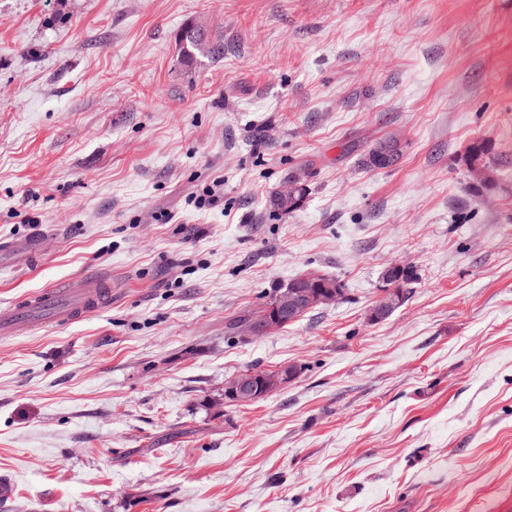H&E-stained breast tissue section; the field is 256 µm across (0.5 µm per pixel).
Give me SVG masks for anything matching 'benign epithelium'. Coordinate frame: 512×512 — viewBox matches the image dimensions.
<instances>
[{
  "label": "benign epithelium",
  "instance_id": "obj_1",
  "mask_svg": "<svg viewBox=\"0 0 512 512\" xmlns=\"http://www.w3.org/2000/svg\"><path fill=\"white\" fill-rule=\"evenodd\" d=\"M304 184L303 175H289L288 180L277 191L275 203L295 201V189ZM402 269L401 265H393L382 272V295L369 311L371 320L379 321L390 316L404 303L406 285L399 277ZM344 296V289L332 282L298 283L278 295L274 305L260 319L259 324L249 330L248 338H258L272 327H279L285 321L297 318L313 307L334 304ZM295 378L294 369L288 365H279L273 369H252L224 384V404L253 403L288 385Z\"/></svg>",
  "mask_w": 512,
  "mask_h": 512
}]
</instances>
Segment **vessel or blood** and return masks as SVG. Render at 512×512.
<instances>
[{"label":"vessel or blood","instance_id":"1","mask_svg":"<svg viewBox=\"0 0 512 512\" xmlns=\"http://www.w3.org/2000/svg\"><path fill=\"white\" fill-rule=\"evenodd\" d=\"M12 254L21 263L35 265L43 247L38 238H13L0 241V256ZM112 298L108 281L87 278L64 288L49 287L23 301L0 307V334L31 331L47 324L74 323L98 311Z\"/></svg>","mask_w":512,"mask_h":512}]
</instances>
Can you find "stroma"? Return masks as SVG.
I'll use <instances>...</instances> for the list:
<instances>
[{"label": "stroma", "mask_w": 512, "mask_h": 512, "mask_svg": "<svg viewBox=\"0 0 512 512\" xmlns=\"http://www.w3.org/2000/svg\"><path fill=\"white\" fill-rule=\"evenodd\" d=\"M189 26L218 53L185 63ZM383 140L398 159L367 165ZM300 169L303 205L273 211ZM216 177L223 207L190 205ZM17 237L44 256L0 268V305L82 277L112 299L0 338V512L512 505V0H0ZM398 264L413 292L370 320ZM312 271L344 300L225 341ZM304 184H305V180H304L303 175H301L299 173L290 174L288 176V180L284 181L282 183V185L280 186L279 190L277 191L276 198H275V204H280L284 201H290V202L295 201L296 200L295 189L303 187ZM307 194H308V188L306 185L303 190V193H302L301 203L291 209H288V210H282L280 207L273 204L272 201L275 197V195H274V197L272 196L273 198L271 197V199H270V207L273 208L274 210H277V211L283 213V214H288L290 212H293L294 210H296L297 208H299L301 206V204L303 203ZM247 370L249 369L243 371ZM296 377L294 369L289 365L244 372L224 384V405L253 403L288 385Z\"/></svg>", "instance_id": "stroma-1"}]
</instances>
